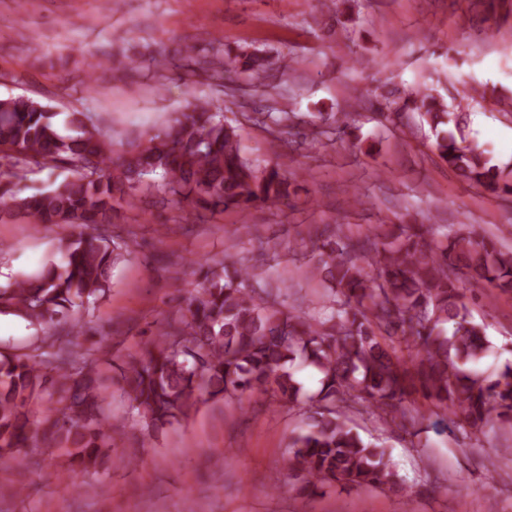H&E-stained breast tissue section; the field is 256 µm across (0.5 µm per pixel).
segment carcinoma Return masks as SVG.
<instances>
[{"label": "carcinoma", "instance_id": "1", "mask_svg": "<svg viewBox=\"0 0 512 512\" xmlns=\"http://www.w3.org/2000/svg\"><path fill=\"white\" fill-rule=\"evenodd\" d=\"M230 80L264 71L258 51L199 60ZM436 131L434 148L464 180L494 195H512V178L474 140L462 113L424 90L413 99ZM63 133L58 113L21 96L0 99V205L25 214L37 230L69 229L57 238L59 261L21 273L0 287V315H15L41 330H82L76 309L105 298L112 268L133 253L132 241L112 234L121 211L177 204L198 217L258 203L288 202V174L279 164L257 166L241 146L239 128L218 118L209 101L189 104L161 126L115 151L92 118L72 114ZM66 165L69 175L31 195L17 188L32 166ZM430 225L415 224L354 241L336 232L317 245L309 270L326 284L328 314L318 323L287 310L253 284L236 261L197 263L198 287L185 298L179 321L161 333L157 350L133 359L122 373L131 409L156 431L195 414L209 400L270 392L307 406L304 425L289 442V465L304 473L314 493L339 483L378 489L395 483L386 448L365 441L348 413L362 411L412 428L426 416L406 403L420 396L453 416L459 431L475 434L491 422L512 429V366L486 376L473 365L491 349L484 325L473 320L460 292L471 287L512 291V251L470 231L446 242L428 239ZM45 336L32 352L0 354V456L27 446L33 400L58 385L55 417L45 419L44 445L66 455L72 481L105 464L106 440L123 431L104 428L100 401L107 377L95 353L52 350ZM319 375V388L303 390L296 362Z\"/></svg>", "mask_w": 512, "mask_h": 512}]
</instances>
